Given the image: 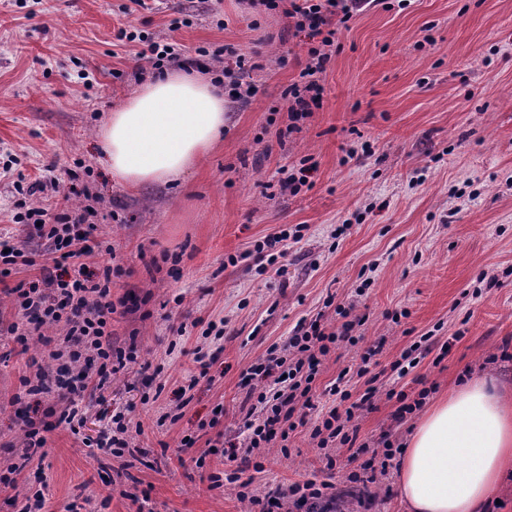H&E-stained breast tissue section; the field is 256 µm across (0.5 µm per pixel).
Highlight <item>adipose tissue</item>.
I'll return each mask as SVG.
<instances>
[{"label": "adipose tissue", "instance_id": "adipose-tissue-1", "mask_svg": "<svg viewBox=\"0 0 512 512\" xmlns=\"http://www.w3.org/2000/svg\"><path fill=\"white\" fill-rule=\"evenodd\" d=\"M224 93L202 74L164 73L112 113L106 160L120 182H169L224 130ZM512 470V397L484 379L455 388L416 426L399 463L407 512H481Z\"/></svg>", "mask_w": 512, "mask_h": 512}]
</instances>
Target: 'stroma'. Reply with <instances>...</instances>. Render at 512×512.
Instances as JSON below:
<instances>
[{"instance_id":"obj_1","label":"stroma","mask_w":512,"mask_h":512,"mask_svg":"<svg viewBox=\"0 0 512 512\" xmlns=\"http://www.w3.org/2000/svg\"><path fill=\"white\" fill-rule=\"evenodd\" d=\"M406 2L363 12L339 32L322 106L290 134L281 92L297 78L305 45L289 36L282 14L249 0H0V234L44 251V240L12 221L25 201L14 181L49 167L58 178L72 173L90 195L70 207L90 205L103 216L104 248L86 264L121 268L113 299L141 303L113 314L114 344L158 367L165 385L142 403L131 370L85 401L84 437L98 438L119 411L142 425L127 471L60 428L16 488L0 487V512H17L19 499L40 488L44 512H66L72 502L81 512H248L237 487L210 488L207 473L224 463L206 455L204 442L190 451L205 456L201 469L180 467L174 449L182 436L198 438L219 405L225 440L244 442L242 371L287 342L301 319L340 327L342 317L325 304L330 295L365 322L354 330L357 346L338 345L325 358L316 380L323 404L332 402L325 390L337 375L385 341L370 368L374 408L353 420L368 447L386 433L405 444L423 418L395 423L389 389L412 397L429 390L431 406L477 376L512 396V0ZM175 18L183 27L171 28ZM121 28L192 56L228 46L258 64L245 76L255 96L226 112L223 140L178 181L132 189L103 162V125L141 85L139 47L116 40ZM81 65L90 83L78 78ZM306 156L318 163L313 185L272 192L275 171ZM299 224L304 237L288 246L287 278L258 274L255 241ZM20 319L0 290V473L21 461L13 402L20 378L49 362L39 338L24 350L13 343L7 329ZM427 333L451 341L450 352L426 355L397 376L393 364ZM198 346L215 355L212 380L182 406L174 391L195 373ZM169 412L179 420L157 426ZM259 454L256 494L309 479L350 492L347 449H333L336 468L327 470L307 428Z\"/></svg>"}]
</instances>
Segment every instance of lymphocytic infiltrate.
Returning <instances> with one entry per match:
<instances>
[{
    "instance_id": "lymphocytic-infiltrate-1",
    "label": "lymphocytic infiltrate",
    "mask_w": 512,
    "mask_h": 512,
    "mask_svg": "<svg viewBox=\"0 0 512 512\" xmlns=\"http://www.w3.org/2000/svg\"><path fill=\"white\" fill-rule=\"evenodd\" d=\"M253 7L278 11L288 20L294 35L308 40L306 59L298 78L281 93L289 121L296 122L311 116L318 109L324 93L326 66L339 44L336 35L347 27L357 14L383 4L384 0H251ZM117 40L138 42V55L153 73H164L169 67L182 71L200 68L198 59L186 56L170 47L119 30ZM252 67L246 53H232L217 66V82L229 100L238 105L248 104L255 87L244 75ZM28 217L39 224L40 236L51 241L54 249L44 257L20 248L10 240L0 238V283L16 273L19 267L35 268V277L20 281L10 293L22 314L21 322L11 324L8 332L15 344L27 347L34 333L44 326L60 324L63 337L46 338L51 368L22 376L26 395L32 404L20 413L24 436V464L46 455V435L58 428H67L79 435L83 426L82 403L91 391L104 389L110 379L124 371L134 355L112 345L111 267L96 270L83 264L82 259L94 252L98 226L91 208L78 212L49 213L42 207L27 211ZM346 321L340 330H332L320 319L300 321L284 347H269L263 362L249 366L241 374V384L251 402V414L244 419L249 433L245 447L223 444L221 438L208 439L209 453H223L234 468L225 473L208 476L211 488L224 484H240L238 496L249 501L258 512H280L284 499H292L299 512H337L335 495L327 491V483L310 481L305 485L291 484L276 487L264 495L249 494L246 471H262L264 462L255 456L258 448L287 441L290 432L308 426L310 437L318 448L334 444L350 449L351 460L358 466L349 475L351 483L363 485L359 500L361 512H373L376 497L367 486L375 482L376 470H388L397 450L384 442L381 461L368 458L366 445L358 441V430L351 421L356 412L373 407L376 386H367L360 398L350 391L339 390L340 406L324 408L320 404L314 382L323 358L332 347L347 340L355 326L349 309H342Z\"/></svg>"
}]
</instances>
